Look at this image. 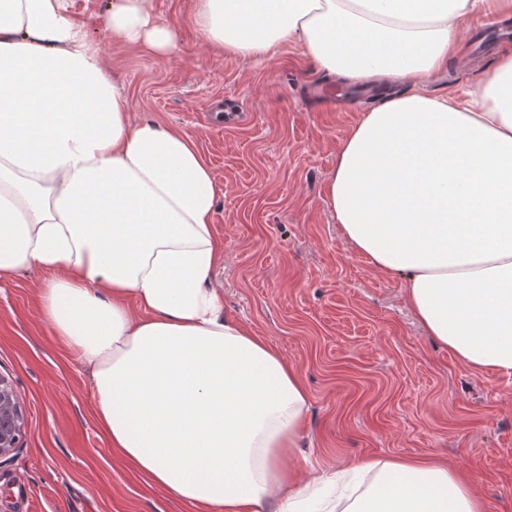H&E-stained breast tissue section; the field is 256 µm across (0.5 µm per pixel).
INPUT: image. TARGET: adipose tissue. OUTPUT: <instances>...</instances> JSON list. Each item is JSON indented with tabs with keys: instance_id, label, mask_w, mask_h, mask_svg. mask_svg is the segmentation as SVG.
<instances>
[{
	"instance_id": "adipose-tissue-1",
	"label": "adipose tissue",
	"mask_w": 512,
	"mask_h": 512,
	"mask_svg": "<svg viewBox=\"0 0 512 512\" xmlns=\"http://www.w3.org/2000/svg\"><path fill=\"white\" fill-rule=\"evenodd\" d=\"M487 14L512 0H194L191 21L226 55L298 39L327 73L412 84L340 142L328 210L371 269L403 275L429 336L512 375V52L467 99L423 89ZM98 22L174 46L150 0H111ZM218 193L189 136L133 121L73 0H0V279L41 272V315L86 369L120 461L197 512H487L436 460L367 458L345 481L290 466L310 395L224 309Z\"/></svg>"
}]
</instances>
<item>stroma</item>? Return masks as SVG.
<instances>
[{
    "instance_id": "obj_1",
    "label": "stroma",
    "mask_w": 512,
    "mask_h": 512,
    "mask_svg": "<svg viewBox=\"0 0 512 512\" xmlns=\"http://www.w3.org/2000/svg\"><path fill=\"white\" fill-rule=\"evenodd\" d=\"M194 0H152L177 28L149 54L106 37V63L133 118L191 137L220 188L226 255L214 284L227 313L294 364L310 394L294 468L310 475L362 459L431 458L472 475L487 512H512V376L468 368L426 336L403 278L371 270L325 205L336 149L361 112L408 91L321 71L299 41L267 58L215 56L190 24ZM504 18L465 22V62L432 76L433 94L474 88L498 57L476 47ZM33 271L0 281V374L28 430L0 464V512H193L120 464L101 434L88 376L40 314Z\"/></svg>"
}]
</instances>
